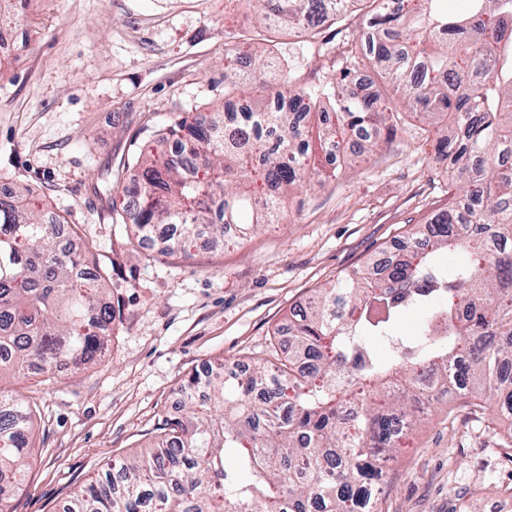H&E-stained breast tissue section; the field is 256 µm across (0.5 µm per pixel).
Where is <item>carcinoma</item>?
Instances as JSON below:
<instances>
[{"label":"carcinoma","instance_id":"1","mask_svg":"<svg viewBox=\"0 0 512 512\" xmlns=\"http://www.w3.org/2000/svg\"><path fill=\"white\" fill-rule=\"evenodd\" d=\"M266 28L312 36L355 5L366 39L351 41L334 81L296 86L280 75L263 104L248 102L256 76L224 66V103L178 115L165 128L179 151L147 141L124 162L135 209H111L136 243L169 235L172 252L245 240L273 224L295 187L323 176L316 155L352 164L345 139L393 132L396 108L352 87L379 70L410 112L452 116L437 129L448 161V208L406 235V250L368 260L293 309L274 335L288 352L246 373L214 362L181 384L189 414L172 416L145 450L121 459L62 512H382L375 449L394 451L400 419L417 418L435 388L491 399L512 416V0H246ZM65 218L30 189L0 192V379L59 377L101 359L120 305L105 272L91 279V247L63 240ZM420 314L399 336L403 312ZM313 372L300 369L305 360ZM34 413L0 387V512H11L34 464Z\"/></svg>","mask_w":512,"mask_h":512}]
</instances>
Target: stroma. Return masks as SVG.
<instances>
[{
  "instance_id": "stroma-1",
  "label": "stroma",
  "mask_w": 512,
  "mask_h": 512,
  "mask_svg": "<svg viewBox=\"0 0 512 512\" xmlns=\"http://www.w3.org/2000/svg\"><path fill=\"white\" fill-rule=\"evenodd\" d=\"M362 27L354 9L318 37L283 33L271 44L245 0H28L23 40L0 58V188H31L74 224L122 321L97 363L55 381L0 380L36 410L35 464L12 512H59L106 462L157 439L190 372L265 357L293 307L447 207L429 122L408 114L241 245L134 253L110 222L135 176L122 163L138 130L222 103L225 56L241 35L250 40L239 64L271 50L312 86L335 75L343 31ZM395 461L383 512H512V429L493 403L436 395Z\"/></svg>"
}]
</instances>
